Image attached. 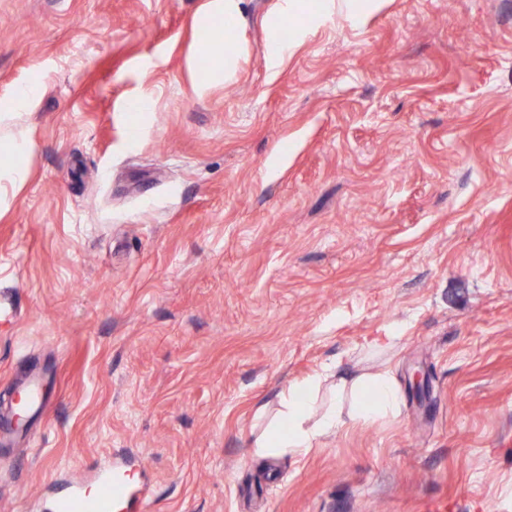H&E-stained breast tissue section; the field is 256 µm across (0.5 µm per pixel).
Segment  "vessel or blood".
I'll use <instances>...</instances> for the list:
<instances>
[{
  "label": "vessel or blood",
  "mask_w": 512,
  "mask_h": 512,
  "mask_svg": "<svg viewBox=\"0 0 512 512\" xmlns=\"http://www.w3.org/2000/svg\"><path fill=\"white\" fill-rule=\"evenodd\" d=\"M148 503L142 487L128 481L122 466L101 471L95 480H69L56 499L55 512H144Z\"/></svg>",
  "instance_id": "vessel-or-blood-1"
}]
</instances>
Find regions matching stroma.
<instances>
[{
	"mask_svg": "<svg viewBox=\"0 0 512 512\" xmlns=\"http://www.w3.org/2000/svg\"><path fill=\"white\" fill-rule=\"evenodd\" d=\"M205 3L0 0V102L39 86L0 210V512L118 459L147 512H512V0H388L274 75L278 0H241L206 88ZM326 368L389 370L399 413L256 458Z\"/></svg>",
	"mask_w": 512,
	"mask_h": 512,
	"instance_id": "1",
	"label": "stroma"
}]
</instances>
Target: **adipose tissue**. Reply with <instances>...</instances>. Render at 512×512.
Instances as JSON below:
<instances>
[{
    "mask_svg": "<svg viewBox=\"0 0 512 512\" xmlns=\"http://www.w3.org/2000/svg\"><path fill=\"white\" fill-rule=\"evenodd\" d=\"M240 0H209L205 10L196 18V24L210 37L233 40L238 36ZM383 0H280L277 12L267 21L269 32L265 63L267 68L278 69L286 60L292 46L282 41L278 29L285 20L299 21V31L307 29L317 20L330 14L344 18L350 25H359ZM33 87L16 91L12 102L0 108V148L9 150L14 162L10 168L0 170V194L7 188L23 185L27 177L25 165L28 138L20 126L27 99ZM333 382L334 399L324 410L315 407L316 394L323 383ZM356 394L358 401L345 407L346 393ZM398 391L383 373L361 374L353 377L332 378L324 371L310 380L288 388L280 400L270 427L257 436L252 444L258 458L295 457L306 455L315 441L336 431L346 420L367 421L376 416L397 412Z\"/></svg>",
    "mask_w": 512,
    "mask_h": 512,
    "instance_id": "obj_1",
    "label": "adipose tissue"
}]
</instances>
